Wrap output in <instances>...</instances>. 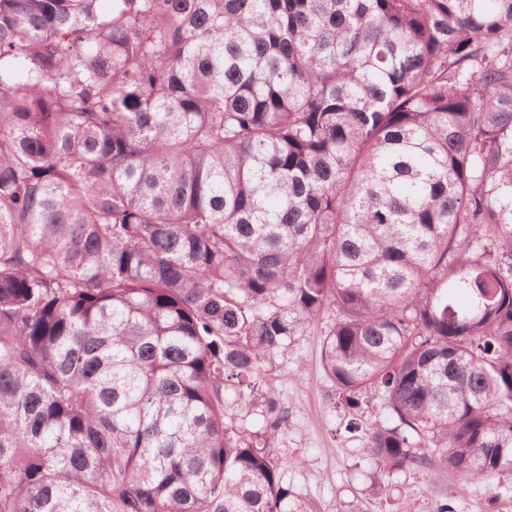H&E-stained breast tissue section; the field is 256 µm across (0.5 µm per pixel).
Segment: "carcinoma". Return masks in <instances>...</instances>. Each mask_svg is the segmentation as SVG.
Listing matches in <instances>:
<instances>
[{"instance_id":"1","label":"carcinoma","mask_w":512,"mask_h":512,"mask_svg":"<svg viewBox=\"0 0 512 512\" xmlns=\"http://www.w3.org/2000/svg\"><path fill=\"white\" fill-rule=\"evenodd\" d=\"M328 311L380 470L512 490V0H0V512H288ZM225 405L226 421L229 425L236 427L243 425L252 431H258L265 425L262 409L259 406L245 404L243 400H238L231 389L226 391Z\"/></svg>"}]
</instances>
